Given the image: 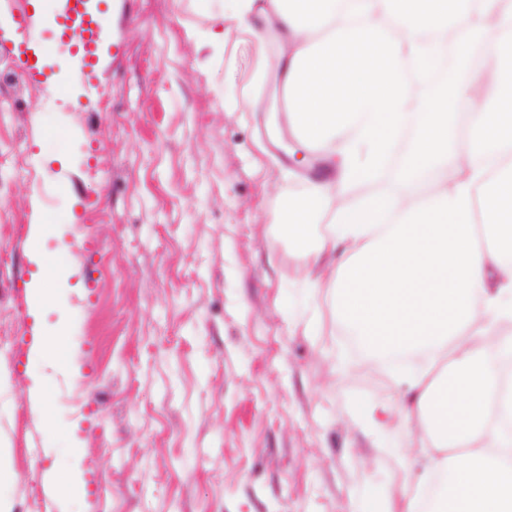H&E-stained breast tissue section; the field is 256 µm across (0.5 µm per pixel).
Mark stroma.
I'll list each match as a JSON object with an SVG mask.
<instances>
[{
	"label": "stroma",
	"instance_id": "35a3bbf8",
	"mask_svg": "<svg viewBox=\"0 0 512 512\" xmlns=\"http://www.w3.org/2000/svg\"><path fill=\"white\" fill-rule=\"evenodd\" d=\"M92 2L132 18L104 41L98 98L55 25L27 36L48 54L42 83L0 39V497L11 512H397L421 448L399 424L402 368L348 341L331 292L307 286L327 265L299 270L274 221L324 178L280 109L274 31L230 27L215 51L190 34L216 0ZM36 206L62 235L30 239ZM35 247L63 291L44 320L80 367L50 382L44 419L26 393L43 365L2 342L29 334ZM76 458L86 491L59 503L41 474Z\"/></svg>",
	"mask_w": 512,
	"mask_h": 512
}]
</instances>
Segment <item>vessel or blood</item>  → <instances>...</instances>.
Segmentation results:
<instances>
[{
  "label": "vessel or blood",
  "instance_id": "1",
  "mask_svg": "<svg viewBox=\"0 0 512 512\" xmlns=\"http://www.w3.org/2000/svg\"><path fill=\"white\" fill-rule=\"evenodd\" d=\"M61 19L58 38L74 53L77 79L85 85L89 95H96L103 74L100 59L102 19L88 12L86 0H63Z\"/></svg>",
  "mask_w": 512,
  "mask_h": 512
}]
</instances>
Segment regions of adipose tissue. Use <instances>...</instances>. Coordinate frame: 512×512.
Here are the masks:
<instances>
[{"mask_svg": "<svg viewBox=\"0 0 512 512\" xmlns=\"http://www.w3.org/2000/svg\"><path fill=\"white\" fill-rule=\"evenodd\" d=\"M454 5L224 0L215 17L275 30L288 122L333 174L275 217L302 266L339 250L311 288L332 290L366 356L423 351L433 363L408 379L403 423L451 456L396 490L401 512H512V375L502 369L512 362V0H469L457 27L476 38L478 64L441 93L415 94V77L448 55ZM413 113L401 189L334 205L336 188L373 171ZM29 260V358L78 375L71 345L43 320L55 263L37 249Z\"/></svg>", "mask_w": 512, "mask_h": 512, "instance_id": "ef3b65f1", "label": "adipose tissue"}]
</instances>
